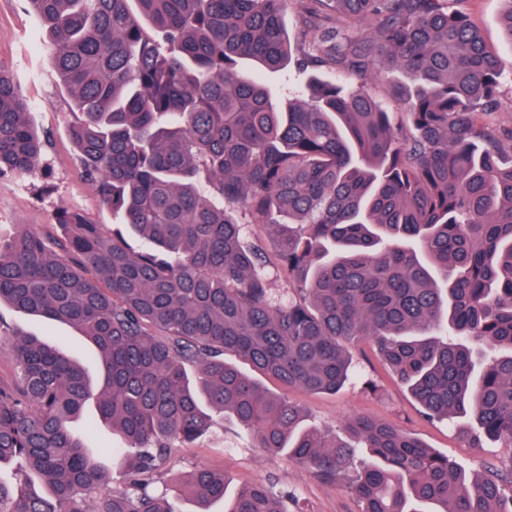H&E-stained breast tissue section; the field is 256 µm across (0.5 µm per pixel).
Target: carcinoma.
<instances>
[{
	"label": "carcinoma",
	"mask_w": 512,
	"mask_h": 512,
	"mask_svg": "<svg viewBox=\"0 0 512 512\" xmlns=\"http://www.w3.org/2000/svg\"><path fill=\"white\" fill-rule=\"evenodd\" d=\"M74 105L84 181L125 231L60 209L0 243V304L68 324L101 380L64 351L8 332L0 383V512H175L161 473L229 415L268 456L345 483L360 512H512L511 476L469 478L387 423L354 417L355 448L228 361L288 387L338 391L364 342L430 420L469 418L512 450V156L485 121L502 66L465 0H297L312 45L291 47L284 0H27ZM297 54L311 96L279 103L240 74ZM320 62L337 78L308 73ZM412 77L410 131L365 90L379 64ZM44 140L0 69V174H31ZM247 224L265 245L249 240ZM143 242L132 248L128 239ZM292 294L273 297L268 265ZM94 403L121 447L70 429ZM122 475L108 493L101 489ZM203 506L224 473L182 482ZM257 480L224 512H288Z\"/></svg>",
	"instance_id": "1"
}]
</instances>
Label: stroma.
Masks as SVG:
<instances>
[{
  "label": "stroma",
  "instance_id": "stroma-1",
  "mask_svg": "<svg viewBox=\"0 0 512 512\" xmlns=\"http://www.w3.org/2000/svg\"><path fill=\"white\" fill-rule=\"evenodd\" d=\"M503 8L502 0H468L466 5L487 46L503 62L499 106L490 121L512 129V46L501 32ZM0 68L15 78L32 108L33 125L48 137L37 172L0 176V241L8 242L17 225L52 223L61 207L79 212L96 224H118V217L102 205L79 174L69 136L72 100L53 69L50 45L26 0H0ZM0 316L11 332L62 346L89 371H96L93 352L76 329L5 305L0 307ZM242 370L297 404L308 425L314 428L341 437L345 434V420L368 416L409 432L433 450L451 456L472 475L481 477L492 470L512 469V451L498 442L486 438L481 444H469L448 422L422 416L407 388L377 360L363 361L360 376L333 394H309L285 387L247 364ZM197 467L223 470L232 492L242 483L262 480L273 484L275 490L293 495L305 512H360L359 502L344 485L323 480L288 456L264 455L254 448L248 431L229 417L194 444L173 443L167 464L170 477Z\"/></svg>",
  "mask_w": 512,
  "mask_h": 512
}]
</instances>
